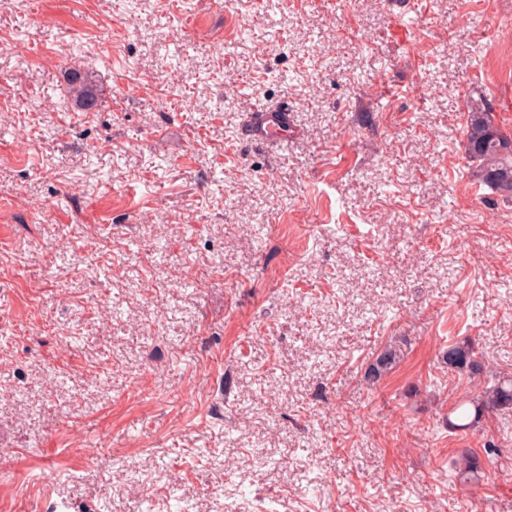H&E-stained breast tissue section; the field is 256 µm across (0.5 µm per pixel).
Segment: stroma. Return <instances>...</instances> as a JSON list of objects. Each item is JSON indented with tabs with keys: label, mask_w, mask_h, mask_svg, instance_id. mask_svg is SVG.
<instances>
[{
	"label": "stroma",
	"mask_w": 512,
	"mask_h": 512,
	"mask_svg": "<svg viewBox=\"0 0 512 512\" xmlns=\"http://www.w3.org/2000/svg\"><path fill=\"white\" fill-rule=\"evenodd\" d=\"M392 2L0 0V512H512V0ZM68 93L79 111L85 112L97 105V84L93 73L74 70L68 80ZM247 134L262 143L288 142V110H269L251 114ZM465 153L478 180L505 199H512V137L503 133L489 110L469 112ZM448 350L454 357L451 363L448 362V367L451 370L460 374H468L470 377H475L483 372L484 364L471 342L456 343ZM401 348L396 344L386 345L375 357L368 368V373L378 379L387 374L399 361ZM512 410V379H498L492 387L479 397L472 398L456 406V422L448 419L452 429L465 432L476 426L485 413ZM458 458V478L463 482L478 481L483 473L480 455L472 448H463Z\"/></svg>",
	"instance_id": "1"
}]
</instances>
